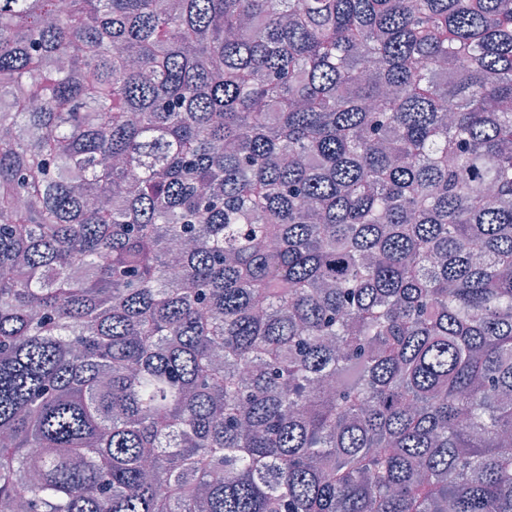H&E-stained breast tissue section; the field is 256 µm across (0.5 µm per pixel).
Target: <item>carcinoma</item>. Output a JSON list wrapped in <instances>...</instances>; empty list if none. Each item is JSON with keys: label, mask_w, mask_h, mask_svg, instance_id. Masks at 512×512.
Listing matches in <instances>:
<instances>
[{"label": "carcinoma", "mask_w": 512, "mask_h": 512, "mask_svg": "<svg viewBox=\"0 0 512 512\" xmlns=\"http://www.w3.org/2000/svg\"><path fill=\"white\" fill-rule=\"evenodd\" d=\"M0 512H512V0H0Z\"/></svg>", "instance_id": "obj_1"}]
</instances>
